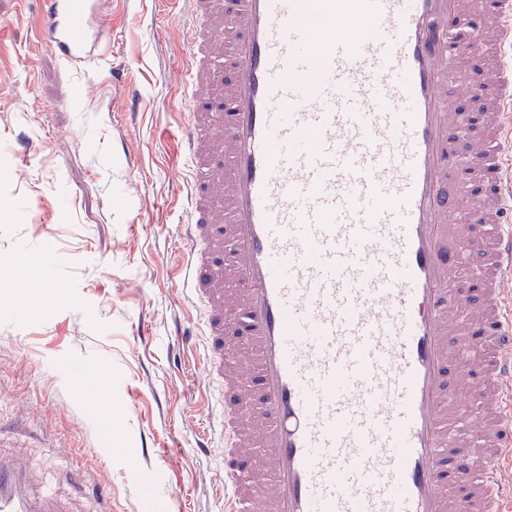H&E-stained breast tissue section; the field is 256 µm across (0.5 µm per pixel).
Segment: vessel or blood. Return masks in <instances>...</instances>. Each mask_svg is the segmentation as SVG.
<instances>
[{
  "label": "vessel or blood",
  "mask_w": 512,
  "mask_h": 512,
  "mask_svg": "<svg viewBox=\"0 0 512 512\" xmlns=\"http://www.w3.org/2000/svg\"><path fill=\"white\" fill-rule=\"evenodd\" d=\"M39 3L60 60L103 55L100 0ZM173 3L174 334L224 512H512V0ZM28 482L0 460V512H65Z\"/></svg>",
  "instance_id": "vessel-or-blood-1"
}]
</instances>
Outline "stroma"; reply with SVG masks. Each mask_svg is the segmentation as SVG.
Segmentation results:
<instances>
[{"label":"stroma","instance_id":"35a3bbf8","mask_svg":"<svg viewBox=\"0 0 512 512\" xmlns=\"http://www.w3.org/2000/svg\"><path fill=\"white\" fill-rule=\"evenodd\" d=\"M102 8L105 55L74 65L36 39L35 0H0V420L20 424L0 443L33 497L71 512H221L219 460L197 446L206 380L171 336L192 315L171 279L188 50L156 0ZM21 132L36 149L19 159ZM45 255L48 279L15 284L21 257Z\"/></svg>","mask_w":512,"mask_h":512}]
</instances>
